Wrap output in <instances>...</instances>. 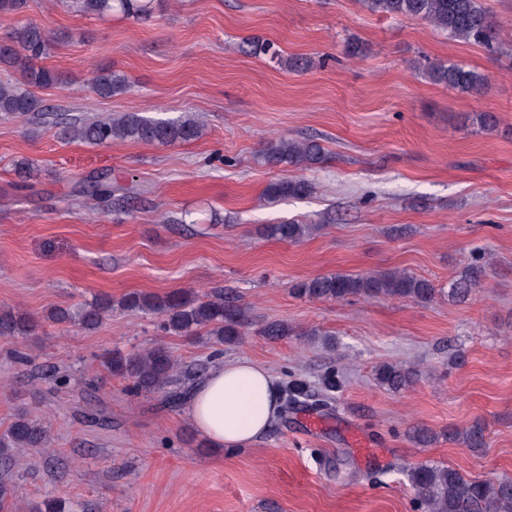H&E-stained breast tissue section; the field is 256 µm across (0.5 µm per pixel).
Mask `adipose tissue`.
Masks as SVG:
<instances>
[{"label":"adipose tissue","instance_id":"adipose-tissue-1","mask_svg":"<svg viewBox=\"0 0 512 512\" xmlns=\"http://www.w3.org/2000/svg\"><path fill=\"white\" fill-rule=\"evenodd\" d=\"M281 411L275 377L247 359L212 368L195 387L188 415L217 448H244L262 436Z\"/></svg>","mask_w":512,"mask_h":512}]
</instances>
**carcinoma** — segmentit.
Instances as JSON below:
<instances>
[{"mask_svg": "<svg viewBox=\"0 0 512 512\" xmlns=\"http://www.w3.org/2000/svg\"><path fill=\"white\" fill-rule=\"evenodd\" d=\"M153 0H76L80 10L99 16L117 10L125 16L142 19L152 12ZM374 13L417 18L432 24L448 36L464 42L490 46L497 38L494 22L481 0H364ZM50 43L43 29L33 22H21L0 37V66L20 74L15 84L0 83V115L21 117L40 111L32 87L61 85L62 73L39 64L47 55ZM430 80L462 93H481L488 78L460 64H439L428 71ZM94 92L110 97L127 88L123 74L108 68L97 70L91 79ZM202 124L191 112L176 118L148 116L144 112H124L106 120L71 123L67 133L74 139L102 145L132 140L148 145L190 142L199 138ZM270 165L286 164L308 168L325 161L322 147L314 141H298L279 137L268 141L261 153ZM315 185L304 178H281L271 182L265 195L271 199H304L315 193ZM315 225L300 221L273 224L269 232L284 240H299L312 232ZM488 263L478 256L448 284V297L454 302L468 301L487 275ZM294 294L309 300L345 301L364 299H409L420 305L432 303L437 288L422 277L408 271L389 269L362 274L334 273L302 280L292 288ZM124 308L142 309L159 316L164 331L180 336H195L206 330L226 343H234L243 335L244 310L224 297L208 300L192 298L184 290L164 297L131 293L121 299ZM112 310V299L100 298L75 311L61 310L53 315L60 323H75L85 330L100 326L105 313ZM37 329L36 322L25 314L0 312V336H28ZM112 374L126 378L139 392H163L173 382L176 364L170 352L155 345L142 353L127 356L119 353L108 360ZM416 371L397 364H382L376 370L379 384L399 391L413 382ZM303 384L293 380L284 389L287 408L301 404ZM454 438L465 447L478 451L485 447V431L478 425L458 430ZM47 430L39 419L27 411L18 413L11 422L7 439L0 441V466L10 464L15 448H44ZM420 512H512V479L477 480L439 462L425 461L405 470Z\"/></svg>", "mask_w": 512, "mask_h": 512, "instance_id": "carcinoma-1", "label": "carcinoma"}]
</instances>
